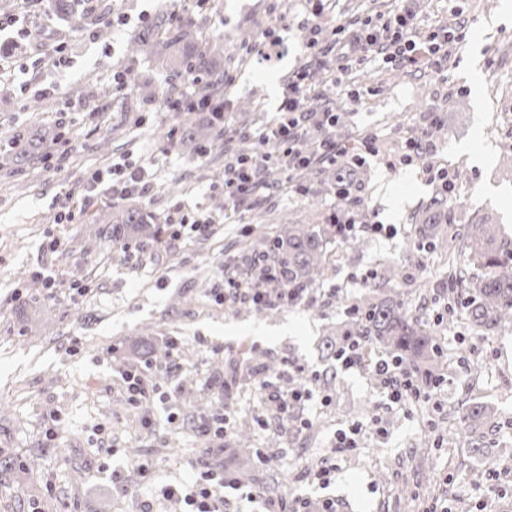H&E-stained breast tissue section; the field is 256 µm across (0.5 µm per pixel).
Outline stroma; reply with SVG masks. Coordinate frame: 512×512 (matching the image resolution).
Here are the masks:
<instances>
[{
    "mask_svg": "<svg viewBox=\"0 0 512 512\" xmlns=\"http://www.w3.org/2000/svg\"><path fill=\"white\" fill-rule=\"evenodd\" d=\"M502 0H411L420 32L452 11L462 13L464 39L441 70L364 67L363 78L349 77L359 102L343 95L323 70L313 68L296 0H94L96 12L111 20L107 32L96 26L71 31L61 17L50 16L47 40L66 47L67 64L44 74L36 89L26 88L25 75L8 79L0 88V137L12 126L32 123L56 127L69 103L80 102L85 114L70 142H58L54 152L67 157L55 169L33 177L30 169H0V454L29 465L22 483H0V512H184L185 504L159 493L162 484L188 482L208 469L251 471L260 483L278 486L274 500L291 504L304 496L312 502L331 498L336 512H421L437 501L456 512H480L493 499L496 512H512V476L501 474L499 494L491 496L489 475L499 472L494 451L470 457L449 449L447 439L428 435L426 425L448 415L449 405L475 398L493 405L497 422L491 441H512V331L479 337L465 327L445 333L448 347L476 348L490 369L470 380L451 365L438 391V405L421 416L388 409L376 381L358 370H340L335 359L322 356L327 338L335 336L346 318V305L363 293L351 277H362L379 262L407 261L412 239L410 215L434 195V170H463L455 194L462 209L449 214L452 224L489 218L512 236V178L500 170L512 153V11ZM183 12L197 35L224 41L219 72L232 74L230 118L237 129L260 125L273 110L270 86H283L299 67L310 69L312 96L328 95L338 122L355 143L373 139V153L357 165L354 196L368 205L367 218L392 229L391 235L369 234V246L358 251L329 238L326 253L331 275L294 307L269 316L250 305L215 303L211 290L228 266L245 267L248 245L257 234L274 235L281 216L311 223L310 194L295 195V184L281 180L277 192L258 195L246 223L224 213V179L219 171L235 158L233 149L216 144L201 151L184 142L172 149L155 134L175 116L160 111L157 98L166 87L165 74L153 59L138 65L140 82L127 107L100 96V77L121 70L128 39L153 24L166 10ZM280 42L281 54L271 61L251 58L263 34ZM488 68L471 73L474 61ZM45 90L50 107L29 111L38 90ZM112 137L109 155L94 148L102 134ZM424 135L423 153L410 164H399L404 141ZM487 152L475 163L463 142ZM170 154L161 174L162 185L137 201L163 223L179 221L176 206L202 208L215 217L206 237H182L149 242L144 252L107 249L97 236V218L104 201L83 207L73 224L53 218L68 198H81L92 171L111 179L113 163L134 162L143 151ZM179 192H170L172 182ZM400 205L390 212L387 194ZM72 248L69 264L57 261L52 240ZM55 279L47 288L37 270ZM90 285L91 293L70 301L75 285ZM170 346L180 368L164 371L157 351ZM267 355L275 371L293 360L317 373V388L330 403L318 411L313 425L298 430L295 423L273 418L268 428H253L248 445L227 431L220 452L207 451L196 425L221 407L233 419L256 417L255 383L241 379L240 369L253 353ZM150 368L153 399L132 406L116 366ZM179 420L171 424L168 413ZM152 427H143L144 418ZM380 419L381 431L370 423ZM363 430L356 448L331 457L329 441L353 423ZM57 426L59 436L46 431ZM278 448H270L271 437ZM274 451L277 460L264 466L260 453ZM149 459L153 476L149 489L125 496L112 483L120 472L125 483L138 476L136 461ZM335 460L328 487L314 481L315 471ZM416 498H408L407 490Z\"/></svg>",
    "mask_w": 512,
    "mask_h": 512,
    "instance_id": "stroma-1",
    "label": "stroma"
}]
</instances>
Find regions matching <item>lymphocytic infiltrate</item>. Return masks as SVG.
Listing matches in <instances>:
<instances>
[{
    "mask_svg": "<svg viewBox=\"0 0 512 512\" xmlns=\"http://www.w3.org/2000/svg\"><path fill=\"white\" fill-rule=\"evenodd\" d=\"M312 19L333 15L335 33L334 57H326L317 39H309L307 47L312 57L324 68L344 71L352 65L397 63L403 66L439 65L464 37L461 22L433 28L425 38L417 36V19L405 6H397L381 24H365L352 27L350 22L337 13L339 0H303ZM202 78L189 76L180 90L164 100L168 112H213L223 118L230 107L227 98L204 100ZM309 93V72L301 70L289 79L284 87L277 114L271 120L254 129L250 137L257 146L255 152L238 157L224 169V200L238 215L245 217L254 207L260 189L271 188L273 175L287 174L290 167L314 161L334 164L348 158L346 146L322 137L325 126L334 125L332 112H311L305 107ZM277 144L279 153H268L269 144ZM114 178L104 183L102 176L92 175L86 191L89 197H104L113 201L131 195L148 194L158 175L155 157L149 156L137 164H114ZM294 374L301 380L296 387H288L285 374L264 376L259 383L258 403L262 409L257 417L259 426H266V411H273L283 418H294L301 428H309L311 419L306 406H328L330 398L315 387L314 376L306 375L304 367L297 366ZM383 396L389 404L406 407L415 401L432 402V395L422 394L418 384L402 364L386 357H378L371 366ZM233 488L238 497L256 505L257 512H282L279 505L255 488L241 484H228L223 474L210 470L200 472L190 484L168 486L163 494L178 498L188 506L189 512H224V490Z\"/></svg>",
    "mask_w": 512,
    "mask_h": 512,
    "instance_id": "lymphocytic-infiltrate-1",
    "label": "lymphocytic infiltrate"
}]
</instances>
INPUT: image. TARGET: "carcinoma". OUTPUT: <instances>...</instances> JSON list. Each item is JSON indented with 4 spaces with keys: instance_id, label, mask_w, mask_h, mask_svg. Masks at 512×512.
<instances>
[{
    "instance_id": "obj_1",
    "label": "carcinoma",
    "mask_w": 512,
    "mask_h": 512,
    "mask_svg": "<svg viewBox=\"0 0 512 512\" xmlns=\"http://www.w3.org/2000/svg\"><path fill=\"white\" fill-rule=\"evenodd\" d=\"M52 13L62 17L71 30L79 31L90 21L104 31L109 21L95 15L87 0H48ZM152 55L161 68L175 78L195 73L205 78L215 74L213 62L224 55V40L196 42L191 25L177 13L158 16L154 28L132 36L123 57L124 87L134 89L139 79L136 64ZM216 124L209 115L198 121L182 119V140L203 145L216 139ZM60 138L56 128H16L0 144V158L6 165L27 162L40 170L38 161L51 144ZM353 168L340 164L334 168L300 169L298 183L316 181L323 190L336 197V211L366 208L362 199L351 191ZM448 192L439 189L413 215L412 251L426 245L429 253L448 258V271L434 282L432 290L448 300V326L461 318L470 331L479 336H493L512 328V248L504 246L499 225L484 218L458 226L448 223V212L459 207ZM162 233L159 218L141 205L131 202L110 213L107 226L98 231L99 239L116 249L145 239H158ZM331 230L317 224H294L282 221L273 236H261L252 244L249 267L253 280L266 293L276 296L285 288L308 289L324 281L329 262L325 245ZM471 261L487 269L483 275L471 273L463 261ZM406 278L398 263H382L367 284L369 293L353 306L358 315L350 314L336 331V339L327 348H341L348 338L361 340L368 357L379 353L395 357L413 375L419 387L430 390L445 379L450 363L464 366L470 378H479L488 365L464 350L448 353L441 339L422 320L420 310L411 309L406 293L390 284ZM493 409L484 402H469L465 408L448 407V445L463 441L470 452L479 455L488 444L487 428L492 426Z\"/></svg>"
}]
</instances>
